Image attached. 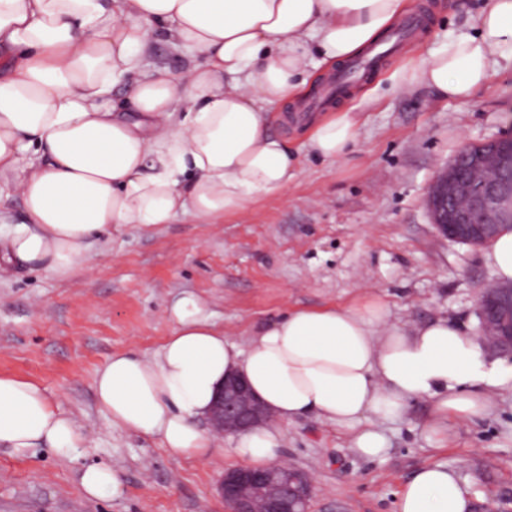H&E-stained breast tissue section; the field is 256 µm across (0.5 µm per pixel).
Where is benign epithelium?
Here are the masks:
<instances>
[{
	"label": "benign epithelium",
	"mask_w": 512,
	"mask_h": 512,
	"mask_svg": "<svg viewBox=\"0 0 512 512\" xmlns=\"http://www.w3.org/2000/svg\"><path fill=\"white\" fill-rule=\"evenodd\" d=\"M512 167V137L465 145L432 181L427 207L432 223L448 240L482 246L512 230V182L501 172ZM480 342L492 354L512 353V282H493L476 296ZM267 406L240 377L230 375L209 412L212 431L220 436L266 424ZM229 512H309L313 483L309 474L285 464L224 471L218 486Z\"/></svg>",
	"instance_id": "obj_1"
}]
</instances>
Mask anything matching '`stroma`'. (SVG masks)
Returning <instances> with one entry per match:
<instances>
[{
    "label": "stroma",
    "instance_id": "35a3bbf8",
    "mask_svg": "<svg viewBox=\"0 0 512 512\" xmlns=\"http://www.w3.org/2000/svg\"><path fill=\"white\" fill-rule=\"evenodd\" d=\"M442 2L406 0L425 28L331 102L363 119L345 160L309 154L289 112L271 127L297 155L282 193L220 224L182 217L125 226L96 240L91 270L67 280L39 272L0 280V375L39 383L87 438L67 457L0 447V512H225L216 484L235 460L171 457L156 440L112 427L95 398L96 372L112 353L148 357L162 345L173 327L165 310L182 293H195L215 327L243 347L288 310L371 303L401 326L445 315L477 333L475 298L494 279L485 249L442 237L425 198L464 145L512 135V62L500 61L465 102L424 85L394 88L393 71L426 62L448 33L473 23L483 0L444 13ZM429 415V402L415 399L379 419L389 450L366 458L348 433L307 414L288 425L278 458L313 477L310 512H397L406 483L432 462L457 473L472 512H512V396L444 442L426 432ZM96 462L119 472L122 496L84 493L79 473Z\"/></svg>",
    "mask_w": 512,
    "mask_h": 512
}]
</instances>
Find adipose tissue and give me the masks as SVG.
<instances>
[{"label": "adipose tissue", "mask_w": 512, "mask_h": 512, "mask_svg": "<svg viewBox=\"0 0 512 512\" xmlns=\"http://www.w3.org/2000/svg\"><path fill=\"white\" fill-rule=\"evenodd\" d=\"M405 0H0V183L24 213L0 208V278L22 268L66 279L95 239L128 224L190 215L219 224L296 176L267 105L297 104L313 71L363 54L399 19ZM164 37L200 54L180 77L153 66L146 43ZM512 59V0H487L474 33L449 37L428 62L397 76L443 98L470 99L499 59ZM128 103L112 99L120 83ZM346 108L308 125V144L343 158L356 144ZM173 333L153 357L115 353L98 371L100 413L157 439L171 455L272 462L283 428L313 413L351 436L359 454L385 453L374 418L412 399L434 405L431 433L490 415L512 394V363L487 359L474 336L437 318L406 330L380 304L301 309L241 348L191 293L168 309ZM244 377L271 410L264 426L221 446L198 426L226 376ZM85 441L36 382L0 375V447L48 446L69 456ZM455 472L421 468L398 512H470Z\"/></svg>", "instance_id": "1"}]
</instances>
